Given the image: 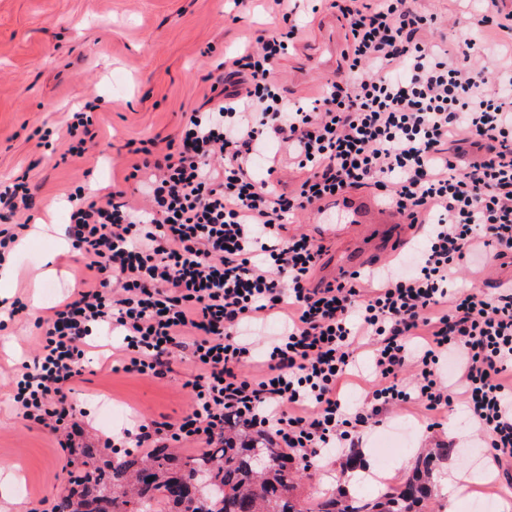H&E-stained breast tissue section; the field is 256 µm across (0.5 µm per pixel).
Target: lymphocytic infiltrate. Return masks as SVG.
Masks as SVG:
<instances>
[{"instance_id": "obj_1", "label": "lymphocytic infiltrate", "mask_w": 512, "mask_h": 512, "mask_svg": "<svg viewBox=\"0 0 512 512\" xmlns=\"http://www.w3.org/2000/svg\"><path fill=\"white\" fill-rule=\"evenodd\" d=\"M277 24L217 66L209 111L186 113L178 141L156 155L139 141L127 175L142 205L68 195L64 236L83 264L80 288L38 319L39 346L12 376L11 404L62 451L84 412L73 396L94 336L118 334V369L165 379L175 358L196 374L177 417L139 419L106 438L113 454L211 445L234 423L273 438L304 465L356 447L390 411L462 404L497 464L512 462V286L493 293L465 263L512 258V56L465 38L456 53L413 0H335L347 21V69L319 97L281 99L275 63L301 24L287 0ZM491 62L475 68L472 55ZM240 88L224 90L225 80ZM92 117L65 132L36 128L41 146L86 151ZM277 149L267 181L251 159ZM296 169L293 191L271 177ZM371 186L410 225L426 226L410 272L387 266L310 285L322 248L289 233L296 212ZM34 207L27 180L0 182V263ZM281 321L260 335L269 317ZM374 347L367 362L357 350ZM261 358L263 372L248 368ZM369 386L349 405V375Z\"/></svg>"}]
</instances>
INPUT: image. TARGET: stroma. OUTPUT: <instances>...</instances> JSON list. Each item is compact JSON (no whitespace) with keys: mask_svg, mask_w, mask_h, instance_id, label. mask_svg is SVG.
I'll return each instance as SVG.
<instances>
[{"mask_svg":"<svg viewBox=\"0 0 512 512\" xmlns=\"http://www.w3.org/2000/svg\"><path fill=\"white\" fill-rule=\"evenodd\" d=\"M295 11L302 30L277 67L281 91L293 102L316 98L323 84L338 76V69L318 65L307 51L331 37L342 19L330 0H296ZM274 17L271 0H244L239 6L232 0H0V180L26 176L35 190V221L64 225V200L72 185H84L88 196L101 198L122 183L133 163L130 143L150 138L163 147L176 140L186 112L208 107L209 71L270 29ZM87 102L97 137L84 156L63 160L38 147L35 128H64L69 112ZM55 238L47 233L17 251L18 283L0 293L26 303L35 295L41 300L36 314L0 334V512H33L38 500L55 499L68 480V454L48 432L28 428L8 403L14 370L34 356L36 317L47 316L80 277L70 253L47 260ZM424 239L423 228L406 223L373 225L365 237L342 229L324 241L312 283L330 282L348 252L371 245L376 264L397 263ZM171 368L161 382L112 371L110 361L95 357L78 397L89 412L81 445L95 448L101 461L112 454L105 438L130 415L178 416L189 404L185 383L196 370L180 359ZM106 407L112 410L108 422L102 414ZM452 424L464 429L466 447L449 455L436 477L453 471L488 474V451L477 447L478 437L466 428L459 408L431 418L409 406L390 414L384 425L388 432L412 430L407 448L388 466H380L375 454V433H366L359 445L367 473L378 477L376 485H345V458L329 453L319 466L303 470L300 493L328 497L344 490L374 497L379 489L402 483L419 458L447 442Z\"/></svg>","mask_w":512,"mask_h":512,"instance_id":"stroma-1","label":"stroma"}]
</instances>
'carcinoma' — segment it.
I'll use <instances>...</instances> for the list:
<instances>
[{
    "instance_id": "carcinoma-1",
    "label": "carcinoma",
    "mask_w": 512,
    "mask_h": 512,
    "mask_svg": "<svg viewBox=\"0 0 512 512\" xmlns=\"http://www.w3.org/2000/svg\"><path fill=\"white\" fill-rule=\"evenodd\" d=\"M454 451L444 444L419 461L402 484L366 500L344 494L315 502L297 494L299 472L268 436L233 430L219 448H202L183 457L155 448L146 457L110 458L92 468L70 471L57 495L55 512H424L432 496L437 461Z\"/></svg>"
}]
</instances>
